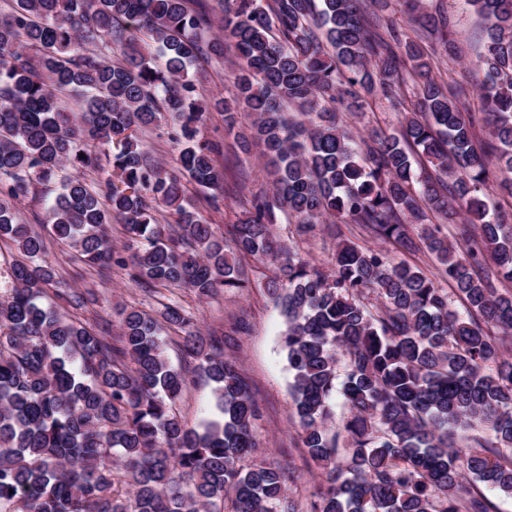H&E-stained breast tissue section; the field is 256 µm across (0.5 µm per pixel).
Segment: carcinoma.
Segmentation results:
<instances>
[{"label": "carcinoma", "instance_id": "obj_1", "mask_svg": "<svg viewBox=\"0 0 512 512\" xmlns=\"http://www.w3.org/2000/svg\"><path fill=\"white\" fill-rule=\"evenodd\" d=\"M467 2L487 24L482 112L462 111L432 74L424 35H444L459 57L439 9L413 37L384 21L392 0H218L212 37L199 0H13L0 14V241L15 250L0 296V512H493L478 485L512 494V293L500 291L512 220L489 205L495 189L512 197V0ZM226 54L232 97L207 100L189 69ZM410 85L398 130L357 139L343 123ZM212 108L242 153L258 151L271 186L229 240L183 184L214 191L219 208L218 148L197 138ZM163 112L178 122L172 170L141 152L139 133ZM103 159L112 172L88 182ZM57 180L49 235L148 293L209 298L250 287L243 258L272 268L303 453L324 471L304 509L288 499L301 474L259 453L262 409L224 337L191 330L176 303L158 318L123 309L116 336L107 321L60 314L85 298L48 294L45 238L16 214ZM161 206L176 225L159 222ZM282 213L305 233L359 224L386 247L339 242L325 270L275 235ZM458 222L454 244L442 225ZM390 246L426 249L439 278ZM168 327L216 385L218 418L201 431L176 409L189 378L165 354ZM475 428L487 433L476 446L448 442Z\"/></svg>", "mask_w": 512, "mask_h": 512}]
</instances>
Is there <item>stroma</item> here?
<instances>
[{"label":"stroma","instance_id":"stroma-1","mask_svg":"<svg viewBox=\"0 0 512 512\" xmlns=\"http://www.w3.org/2000/svg\"><path fill=\"white\" fill-rule=\"evenodd\" d=\"M419 5L425 11L438 6L447 13L453 38L465 55L464 60L459 61L448 57L437 43H428L426 49L432 57L436 79L452 87L464 111H482L484 104L476 89L484 72L472 66L483 45L482 19L466 0H420ZM174 129V123L165 116L158 126L142 134V149L152 164L169 165L175 160L178 149L171 138ZM200 135L221 147L217 163L224 170L223 199L219 208H212L210 190L192 182L187 185V193L205 219L215 224L219 232L227 234L250 210L254 197L266 191V180L260 163L236 146L233 134L224 128V117L219 112L207 113ZM274 231L281 239L294 241L300 253L317 265L330 264L337 239L361 247L378 244L377 239L355 224H335L314 236L299 235L296 225L286 222L276 225ZM47 253L56 268L59 287L90 292V303L75 313L81 320L94 323L104 318L115 325L120 321L117 314L120 307L157 314L170 302L182 306L196 326L207 334L230 332L236 320H246L248 331L235 336L227 353L236 358L253 396L263 407V416L256 424L259 446L267 461L290 463L302 469V482L291 485L288 494L298 503L310 499L320 482V471L315 464L305 462L300 447V427L290 395L292 374L280 345L284 319L263 288L272 274L270 268L248 262L251 280L248 290L222 291L201 300L186 288H161L154 294H146L131 282L127 270L115 266L104 269L78 267L71 261L66 247L52 240L47 243ZM214 401L213 383L193 371L177 409L185 423L195 426L206 417Z\"/></svg>","mask_w":512,"mask_h":512}]
</instances>
